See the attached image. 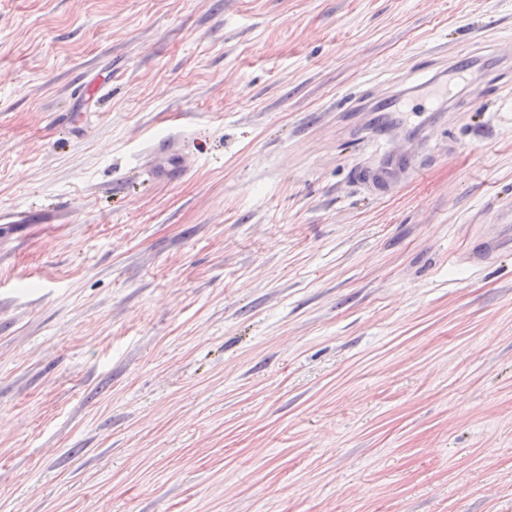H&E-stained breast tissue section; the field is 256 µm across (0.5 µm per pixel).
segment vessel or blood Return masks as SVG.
I'll list each match as a JSON object with an SVG mask.
<instances>
[{"mask_svg":"<svg viewBox=\"0 0 512 512\" xmlns=\"http://www.w3.org/2000/svg\"><path fill=\"white\" fill-rule=\"evenodd\" d=\"M156 160L154 170L159 179L182 177L187 173L183 161L169 143L160 141L153 148ZM424 168L423 155L415 149L400 146L383 155L377 162L359 172L361 181L374 193L388 196L410 179L418 176ZM54 218L33 206L1 207V224H50ZM512 253V216L497 225L493 234L483 236L475 251L469 255L471 261L485 263Z\"/></svg>","mask_w":512,"mask_h":512,"instance_id":"b4317fda","label":"vessel or blood"}]
</instances>
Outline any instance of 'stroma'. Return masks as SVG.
Here are the masks:
<instances>
[{"mask_svg":"<svg viewBox=\"0 0 512 512\" xmlns=\"http://www.w3.org/2000/svg\"><path fill=\"white\" fill-rule=\"evenodd\" d=\"M61 200L0 227V512H512V0H0V205ZM153 153L156 160L154 170L159 179L169 180L187 174V167L166 141L157 142ZM424 153L400 146L359 172L361 181L379 196H388L424 169ZM501 223L495 224V233L482 237L477 249L468 255L469 260L475 263H485L512 253V212L508 219Z\"/></svg>","mask_w":512,"mask_h":512,"instance_id":"obj_1","label":"stroma"}]
</instances>
